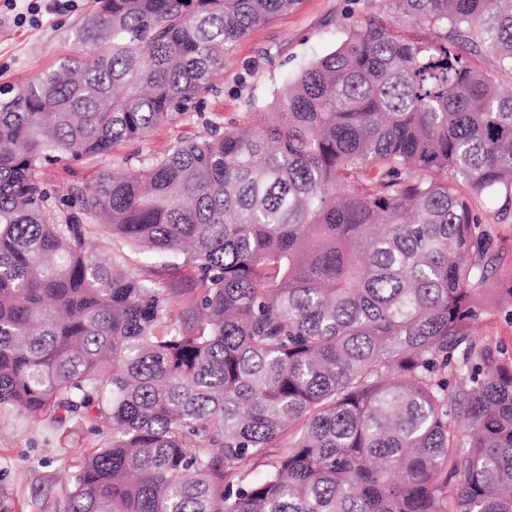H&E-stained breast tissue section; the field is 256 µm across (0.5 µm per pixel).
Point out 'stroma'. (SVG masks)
<instances>
[{
  "label": "stroma",
  "mask_w": 512,
  "mask_h": 512,
  "mask_svg": "<svg viewBox=\"0 0 512 512\" xmlns=\"http://www.w3.org/2000/svg\"><path fill=\"white\" fill-rule=\"evenodd\" d=\"M94 4L95 0H79L66 12L43 15L37 27L15 23L12 14L0 12V87L24 84L60 57L74 54L72 31ZM397 18L394 0H300L294 10L254 29L236 44L224 70V90L206 96L202 113L121 143L108 156L86 163L48 165L41 174L49 184L66 189L90 181L100 171L135 166L164 153L178 139L202 133L206 121L221 123L251 110L266 111L303 65L330 52L345 38L350 22L390 23ZM475 208L490 224L499 252L487 294L489 301L497 302L500 290L512 288V213L501 215L498 204L485 200ZM106 249L122 254L142 277L171 288L176 312L192 319L188 303L194 295L193 284L183 273L145 266L138 251L123 243L107 244ZM99 442V436L74 420L62 428L50 418L0 414V500L10 512H64L71 478L85 453Z\"/></svg>",
  "instance_id": "stroma-1"
}]
</instances>
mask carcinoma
Returning a JSON list of instances; mask_svg holds the SVG:
<instances>
[{"label": "carcinoma", "instance_id": "1", "mask_svg": "<svg viewBox=\"0 0 512 512\" xmlns=\"http://www.w3.org/2000/svg\"><path fill=\"white\" fill-rule=\"evenodd\" d=\"M262 121L209 122L62 192L48 163L183 122L299 0H96L75 54L0 89V413L90 422L64 512H512V354L481 341L512 209V0H394ZM166 289L102 260L92 230ZM463 54L472 66L494 77L503 91L512 93V73L499 70L494 56L485 51L477 52L469 49ZM97 241L99 248H103L104 254L112 256V251L122 254L128 265L136 269L140 275L144 278L155 279L156 281L164 282L165 288H173V294L171 295V302L174 305L175 313L180 314L182 312V318L187 320H197L198 316L188 310V302L192 299L195 294L193 283L185 278L187 274H184L174 269H163L161 267H146L143 262L141 255L137 250L127 246L124 243L112 242L110 244H102L101 239L97 236H93Z\"/></svg>", "mask_w": 512, "mask_h": 512}]
</instances>
